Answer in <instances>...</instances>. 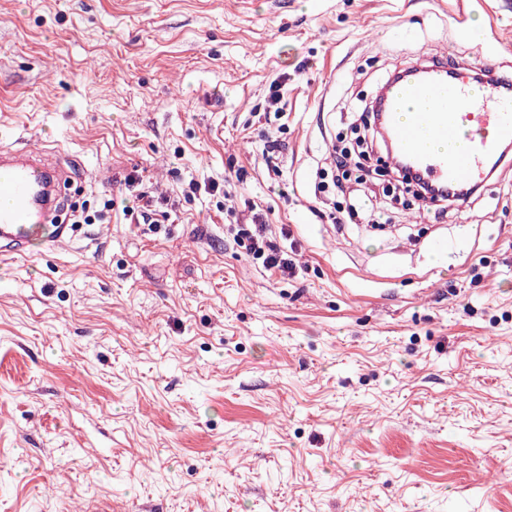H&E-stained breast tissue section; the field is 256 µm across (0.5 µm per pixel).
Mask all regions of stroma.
<instances>
[{
	"label": "stroma",
	"instance_id": "1",
	"mask_svg": "<svg viewBox=\"0 0 512 512\" xmlns=\"http://www.w3.org/2000/svg\"><path fill=\"white\" fill-rule=\"evenodd\" d=\"M456 2L0 0V145L105 213L0 258V512H512V171L425 202L367 152L376 224L317 190L392 71L512 75V0ZM254 224H237V241L245 246L246 254L254 260H262V266L270 272L292 276L297 265L288 258L280 246L267 234V224H263L259 214L252 216Z\"/></svg>",
	"mask_w": 512,
	"mask_h": 512
}]
</instances>
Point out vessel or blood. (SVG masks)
<instances>
[{
    "mask_svg": "<svg viewBox=\"0 0 512 512\" xmlns=\"http://www.w3.org/2000/svg\"><path fill=\"white\" fill-rule=\"evenodd\" d=\"M383 126L390 152L442 194L481 188L512 149V80H479L463 68L427 60L387 84ZM72 170L54 150L0 146V255L24 256L69 242L62 221Z\"/></svg>",
    "mask_w": 512,
    "mask_h": 512,
    "instance_id": "vessel-or-blood-1",
    "label": "vessel or blood"
}]
</instances>
